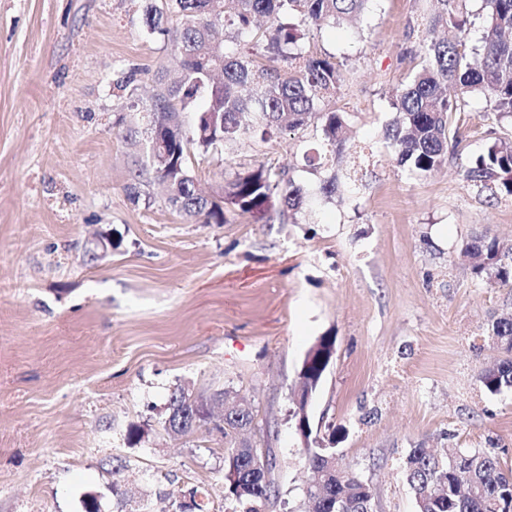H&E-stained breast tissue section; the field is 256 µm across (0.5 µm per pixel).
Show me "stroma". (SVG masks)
<instances>
[{
  "label": "stroma",
  "mask_w": 512,
  "mask_h": 512,
  "mask_svg": "<svg viewBox=\"0 0 512 512\" xmlns=\"http://www.w3.org/2000/svg\"><path fill=\"white\" fill-rule=\"evenodd\" d=\"M429 5L374 0L354 26L305 23V48L344 73L329 106L350 129L348 180L328 201L301 167L319 121L245 137L192 154L204 195L264 164L312 199L292 222L229 208L203 224L141 169L154 96L179 77L143 0H0V512H84L89 493L103 512H234L223 434L174 438L161 424L187 383L251 402L273 462L261 512H303L291 393L323 336L335 355L311 421L336 426L339 463L371 487L375 512H415L400 464L420 444L512 468V389L479 381L504 356L489 324L512 317V288L475 279L460 255L482 233L512 244V198L462 176L512 125L490 128L473 98L430 174L398 166L382 139ZM106 233L117 249L92 259Z\"/></svg>",
  "instance_id": "stroma-1"
}]
</instances>
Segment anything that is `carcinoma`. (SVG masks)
Wrapping results in <instances>:
<instances>
[{"label":"carcinoma","mask_w":512,"mask_h":512,"mask_svg":"<svg viewBox=\"0 0 512 512\" xmlns=\"http://www.w3.org/2000/svg\"><path fill=\"white\" fill-rule=\"evenodd\" d=\"M372 0H225L219 18L230 31V42L248 43L258 51L245 53L214 42L211 31L213 0H146L145 24L150 33L170 37L180 54L183 78L166 93L157 96L151 112L153 121L167 126L172 142L192 138L196 150L206 155L224 148L262 127V136L295 130L306 125L312 114H321L320 147L303 156L305 167L314 172L338 163L345 138L342 113L325 108L344 77L330 56L308 52L302 47L304 32L292 19L341 25L363 14ZM435 8L415 54L419 67L396 95L392 106L396 117L385 126L386 147L398 165L414 173H430L447 162L448 144L459 141L451 131L448 115L459 112L465 98L480 94L486 102L487 118L512 120V0H484L479 61L470 63L463 41L437 38V31L453 22L460 26L461 8L448 9L450 0H435ZM177 18L176 26H163L164 17ZM216 112L224 122V143L213 145L199 139L197 130H183L181 114ZM465 181L479 192L486 190L512 197V139L496 138L463 170ZM339 173L321 180L318 193L330 200L336 196ZM279 199L278 217L285 221L309 201V193L294 177L274 172L261 164L238 174L224 185V199L242 214L264 215ZM173 208L204 224L225 222L224 207L201 195L194 177L167 188ZM461 256L478 278H493L512 287V246L495 237L480 235L465 244ZM500 337L505 356L481 374L485 389L497 394L512 388V318L492 323ZM305 384L316 386L322 368L310 357L305 360ZM254 421V411L229 420L224 429L227 449L235 442V429ZM316 446L305 449L309 482L320 469ZM401 474L412 490L416 512H512V469L480 451L459 453L450 458L432 455L418 445L408 451ZM323 481V492L303 497L304 508L312 512H374L373 493L358 476L340 470ZM245 492L229 487L224 497L236 501L242 512H260L274 490L270 478L243 476Z\"/></svg>","instance_id":"1"}]
</instances>
